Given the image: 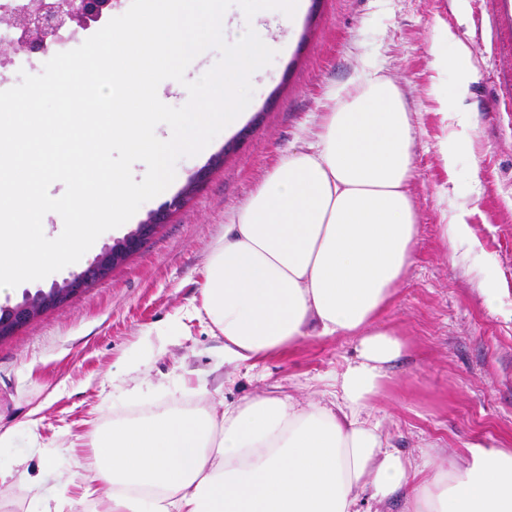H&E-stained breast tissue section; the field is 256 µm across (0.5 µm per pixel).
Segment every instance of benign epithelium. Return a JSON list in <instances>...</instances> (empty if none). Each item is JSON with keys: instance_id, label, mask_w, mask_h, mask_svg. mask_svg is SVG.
Segmentation results:
<instances>
[{"instance_id": "1", "label": "benign epithelium", "mask_w": 512, "mask_h": 512, "mask_svg": "<svg viewBox=\"0 0 512 512\" xmlns=\"http://www.w3.org/2000/svg\"><path fill=\"white\" fill-rule=\"evenodd\" d=\"M114 0H39L34 8H24L11 17V27L19 34L18 43L29 54H38L64 29L86 28L112 11ZM191 189L187 188L169 203L165 210L149 216L137 229L129 234L117 250L107 249L95 257L75 277L60 285V290L45 302L31 299L17 305L9 320L0 323V339L14 336L45 312L63 304L94 280L108 277L114 268L122 264L135 252L142 240L151 235L157 225L166 223L171 213L186 203Z\"/></svg>"}]
</instances>
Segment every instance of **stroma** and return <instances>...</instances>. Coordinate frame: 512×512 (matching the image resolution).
<instances>
[{
    "label": "stroma",
    "instance_id": "35a3bbf8",
    "mask_svg": "<svg viewBox=\"0 0 512 512\" xmlns=\"http://www.w3.org/2000/svg\"><path fill=\"white\" fill-rule=\"evenodd\" d=\"M321 0L304 10L287 50L251 78L238 126L178 160L166 191L145 202L144 222L223 155L201 190L104 280L0 342V467L28 471L0 484V512H27L31 483L53 493L74 472L88 420L125 417L160 403H192L185 388L206 384L215 402L287 393L330 402L329 384L355 354L352 336H311L255 363H228L224 340L177 314L200 299L203 273L224 231L288 153L313 143L336 93L363 73L392 78L416 128L409 192L419 216L415 257L383 324L405 350L373 399V416L400 454L466 465L468 444L512 448V0ZM469 46L475 77L457 95L454 71L430 46L443 30ZM471 114L470 129L451 114ZM455 152L453 165L444 149ZM466 210L480 251L455 262L444 235ZM499 291L489 312L484 286ZM138 395H130V367ZM36 426H28V417Z\"/></svg>",
    "mask_w": 512,
    "mask_h": 512
}]
</instances>
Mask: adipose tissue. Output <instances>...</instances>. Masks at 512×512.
<instances>
[{
  "label": "adipose tissue",
  "instance_id": "ef3b65f1",
  "mask_svg": "<svg viewBox=\"0 0 512 512\" xmlns=\"http://www.w3.org/2000/svg\"><path fill=\"white\" fill-rule=\"evenodd\" d=\"M252 22L291 31L303 0H249ZM415 127L399 85L370 73L323 113L314 144L264 179L205 266L192 315L224 339L228 362H257L309 336H353L332 405L284 394L166 404L95 422L94 455L30 512H360L363 495L404 512H512V448L469 445L465 467L416 468L371 419L405 344L377 326L414 256Z\"/></svg>",
  "mask_w": 512,
  "mask_h": 512
}]
</instances>
